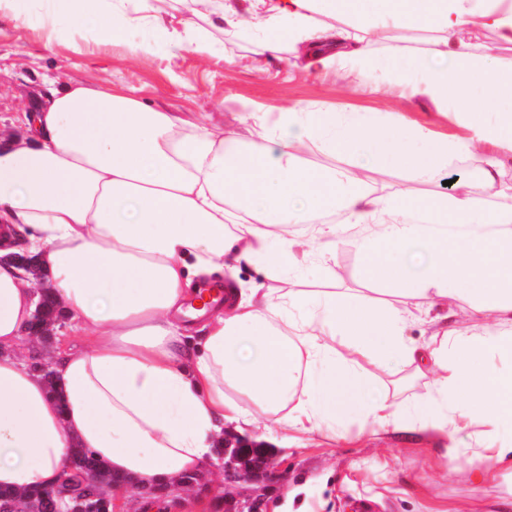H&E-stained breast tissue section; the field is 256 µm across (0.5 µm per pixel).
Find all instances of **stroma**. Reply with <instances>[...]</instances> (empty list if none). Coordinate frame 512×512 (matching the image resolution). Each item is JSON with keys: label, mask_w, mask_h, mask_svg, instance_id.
<instances>
[{"label": "stroma", "mask_w": 512, "mask_h": 512, "mask_svg": "<svg viewBox=\"0 0 512 512\" xmlns=\"http://www.w3.org/2000/svg\"><path fill=\"white\" fill-rule=\"evenodd\" d=\"M155 36L152 30L132 31L126 45L117 46L86 41L76 32L56 35L47 23L43 0H24L17 14L0 12V135L24 137L23 114L41 96L46 77L52 76L63 83L133 88L151 107L223 124L225 134L234 139L248 136L236 119L240 102L273 113L308 106L375 116L393 112L440 134L463 140L473 136L461 118L438 113L428 99L407 98L387 86L365 93L357 80L340 81L330 70L317 76L303 74L290 62L260 56L254 41L230 45L218 34L205 55L190 48L175 56L142 53L140 44ZM476 157L473 150L457 156L429 184L373 165L367 171L374 188L422 203L442 192L446 180L466 179ZM361 235L356 225H345V243L335 258L324 264L301 259L299 273L274 282V289L280 294L297 288L315 294L363 292L362 260L352 244ZM85 343L65 316L50 337H24L16 354L32 365H49L62 349ZM480 432L487 445L512 446V428H488L478 419L443 440L431 433H375L353 416L344 418L335 432L300 437L262 417L248 439L263 448L280 479L253 483L249 493L259 498V512H438L447 505L496 512L503 499L508 502L504 512H512V482L476 490L462 481L454 466L430 469L426 449L447 444L473 448ZM115 498L116 512H214L213 503L224 498V465L213 464L201 482L189 486L172 481L161 491L149 487L138 494L119 492Z\"/></svg>", "instance_id": "obj_1"}]
</instances>
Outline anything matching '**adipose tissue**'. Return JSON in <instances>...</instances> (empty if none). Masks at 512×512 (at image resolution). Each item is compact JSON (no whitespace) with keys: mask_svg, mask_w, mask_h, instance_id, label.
I'll return each instance as SVG.
<instances>
[{"mask_svg":"<svg viewBox=\"0 0 512 512\" xmlns=\"http://www.w3.org/2000/svg\"><path fill=\"white\" fill-rule=\"evenodd\" d=\"M49 15L96 42L160 28L168 55L211 48L225 36H263L271 57L291 52L310 73L362 72L462 116L477 142L478 182L406 211L396 195L361 187L364 162L429 182L468 146L434 138L392 115L285 109L274 119L242 107L259 126L248 155L224 128L154 109L129 89L105 84L53 88L28 123V139L0 146V247L38 256L57 297L89 346L58 353L47 385L15 354L36 309L27 273L0 264V489L53 488L72 449H90L112 474L158 486L198 474L214 460L225 422L258 417L303 434L335 429L357 414L397 433L442 437L482 417L512 420V379L485 362L512 355V184L499 181L512 149V70L474 55L461 33L492 31L512 45V0H186L208 27L161 28L155 0H48ZM355 12L341 26L339 15ZM433 28L434 60L373 54L375 22ZM318 142L349 165L311 171L300 147ZM340 208L374 231L358 248L363 275L415 302L408 309L330 293L279 297L268 284L298 266L289 225L333 255ZM262 282L235 292L226 309L186 322L193 284L240 265ZM447 303L488 319L482 331L449 326L432 310ZM428 315L430 335L409 330ZM394 389L427 378L425 397L404 405L371 396V369ZM466 482L498 481L512 448H475Z\"/></svg>","mask_w":512,"mask_h":512,"instance_id":"obj_1","label":"adipose tissue"}]
</instances>
